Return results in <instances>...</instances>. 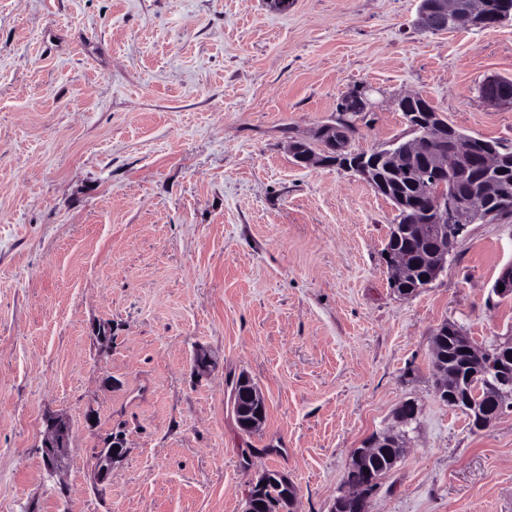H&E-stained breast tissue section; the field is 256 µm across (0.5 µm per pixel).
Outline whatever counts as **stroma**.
Wrapping results in <instances>:
<instances>
[{"instance_id": "obj_1", "label": "stroma", "mask_w": 512, "mask_h": 512, "mask_svg": "<svg viewBox=\"0 0 512 512\" xmlns=\"http://www.w3.org/2000/svg\"><path fill=\"white\" fill-rule=\"evenodd\" d=\"M418 6L0 0V512H243L268 469L297 512H328L407 401L417 430L369 512H512V411L471 429L432 371L444 322L481 346L512 333V298L491 293L512 219L471 225L401 296L391 203L288 152L362 87L352 151L405 134L408 93L512 147V107L481 96L512 79V22L424 32ZM243 373L268 403L251 435L231 402ZM49 413L72 432L55 474ZM117 431L127 451L94 483Z\"/></svg>"}]
</instances>
